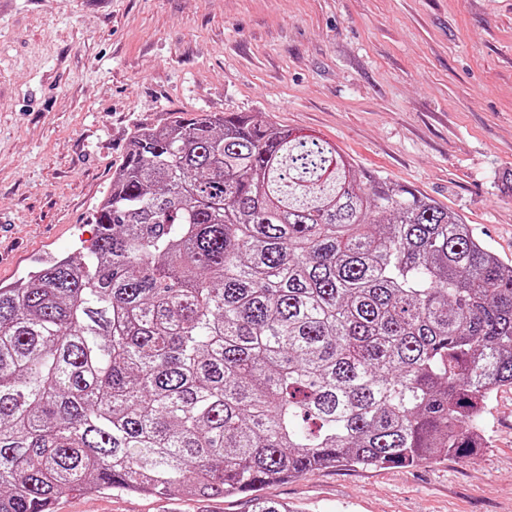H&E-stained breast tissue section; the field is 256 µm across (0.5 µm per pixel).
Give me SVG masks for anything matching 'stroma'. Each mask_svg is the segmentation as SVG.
Returning <instances> with one entry per match:
<instances>
[{
    "instance_id": "35a3bbf8",
    "label": "stroma",
    "mask_w": 512,
    "mask_h": 512,
    "mask_svg": "<svg viewBox=\"0 0 512 512\" xmlns=\"http://www.w3.org/2000/svg\"><path fill=\"white\" fill-rule=\"evenodd\" d=\"M248 112L435 198L512 261V0H0V285L96 233L137 129ZM488 446L263 486L307 512H512V385ZM54 512H251V499L63 490Z\"/></svg>"
}]
</instances>
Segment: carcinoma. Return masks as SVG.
I'll return each instance as SVG.
<instances>
[{"mask_svg": "<svg viewBox=\"0 0 512 512\" xmlns=\"http://www.w3.org/2000/svg\"><path fill=\"white\" fill-rule=\"evenodd\" d=\"M93 223L78 262L0 288V512L483 447L512 262L429 196L244 112L175 115L134 134Z\"/></svg>", "mask_w": 512, "mask_h": 512, "instance_id": "1", "label": "carcinoma"}]
</instances>
